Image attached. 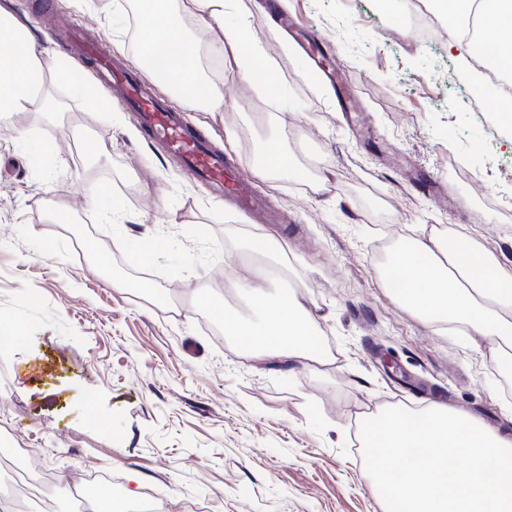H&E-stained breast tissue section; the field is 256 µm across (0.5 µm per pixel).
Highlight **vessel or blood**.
<instances>
[{
  "label": "vessel or blood",
  "mask_w": 512,
  "mask_h": 512,
  "mask_svg": "<svg viewBox=\"0 0 512 512\" xmlns=\"http://www.w3.org/2000/svg\"><path fill=\"white\" fill-rule=\"evenodd\" d=\"M76 61L95 60L101 83L138 113L140 122L167 150L179 157L198 179L223 189L236 210L255 221L269 218L266 199L244 182L223 154L210 147L184 123L181 112L169 108L155 90L144 84L125 63L101 53L98 44L80 34L68 40Z\"/></svg>",
  "instance_id": "b4317fda"
}]
</instances>
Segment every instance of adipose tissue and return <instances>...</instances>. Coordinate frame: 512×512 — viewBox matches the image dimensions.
<instances>
[{
  "mask_svg": "<svg viewBox=\"0 0 512 512\" xmlns=\"http://www.w3.org/2000/svg\"><path fill=\"white\" fill-rule=\"evenodd\" d=\"M234 0H153L145 15L142 51L150 75L189 102L224 109V92L198 63L199 46L181 24L191 13L205 26L213 51L242 78L257 79L262 60L243 15H230ZM449 35L463 48L461 66L476 80L488 77L512 87V0H434ZM70 84L92 110L107 102L87 84L76 65L40 45L26 12L0 0V118L49 109L47 82ZM397 300L423 322L461 325L489 336L499 367L512 372V266L475 243L466 232H432L394 249L384 276ZM258 313L225 315L224 329L240 348L280 353L324 364L328 355L302 297L291 291L256 293Z\"/></svg>",
  "mask_w": 512,
  "mask_h": 512,
  "instance_id": "obj_1",
  "label": "adipose tissue"
}]
</instances>
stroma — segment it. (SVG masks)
Segmentation results:
<instances>
[{"instance_id": "1", "label": "stroma", "mask_w": 512, "mask_h": 512, "mask_svg": "<svg viewBox=\"0 0 512 512\" xmlns=\"http://www.w3.org/2000/svg\"><path fill=\"white\" fill-rule=\"evenodd\" d=\"M269 4L239 7L281 97L224 64L213 77L223 111L163 95L267 197L275 223L239 214L120 103L89 112L53 85L63 111L0 119V432L14 430L28 465L58 487L114 472L171 512H384L364 460L365 415L438 403L512 433V374L491 343L422 322L385 287L380 255L454 228L512 266V128L490 94L470 93L447 31L425 43L390 35L401 0H284L279 13L337 68L330 79L310 77L313 60L270 21ZM118 5L116 24L78 0H18L47 46L71 29L132 65L127 2ZM272 138L307 181L255 170ZM100 143L108 153L92 160ZM420 171L443 195L413 191ZM100 183L120 217L91 205ZM56 203L69 207L65 223L47 221ZM259 233L280 250L253 257ZM140 272L153 292L135 288ZM258 287L296 288L329 363L216 337L209 300L249 317ZM387 351L402 374L386 372Z\"/></svg>"}]
</instances>
